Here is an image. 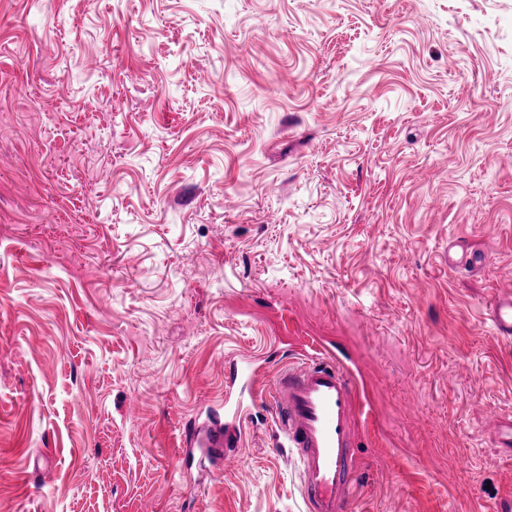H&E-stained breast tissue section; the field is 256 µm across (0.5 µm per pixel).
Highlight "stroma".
I'll return each instance as SVG.
<instances>
[{"mask_svg": "<svg viewBox=\"0 0 512 512\" xmlns=\"http://www.w3.org/2000/svg\"><path fill=\"white\" fill-rule=\"evenodd\" d=\"M0 129V512H301L263 408L175 451L322 348L354 512L512 498V0H0ZM489 319L497 335L512 339V295L498 296L489 306ZM231 386L241 385V395L236 399H224L222 413L210 410L204 421L199 419L184 428L179 454H190L198 449L204 460L212 463H224V467L234 463L236 457L228 452V448H238L245 433L247 400L243 397V389L247 390L248 399L255 398L252 386L256 378V370L247 359L226 361Z\"/></svg>", "mask_w": 512, "mask_h": 512, "instance_id": "stroma-1", "label": "stroma"}]
</instances>
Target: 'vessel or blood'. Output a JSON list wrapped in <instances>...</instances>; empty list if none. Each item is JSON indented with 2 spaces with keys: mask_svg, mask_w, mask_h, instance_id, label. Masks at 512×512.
<instances>
[{
  "mask_svg": "<svg viewBox=\"0 0 512 512\" xmlns=\"http://www.w3.org/2000/svg\"><path fill=\"white\" fill-rule=\"evenodd\" d=\"M489 319L497 335L512 339V295L494 298ZM231 384L251 390L256 370L246 359L225 366ZM275 425L300 464L302 512H352L357 467L358 429L371 406L354 374L339 361L311 357L284 366L265 402ZM246 423L243 396L228 399L222 411L186 426L180 451L200 453L212 463L232 464Z\"/></svg>",
  "mask_w": 512,
  "mask_h": 512,
  "instance_id": "obj_1",
  "label": "vessel or blood"
}]
</instances>
